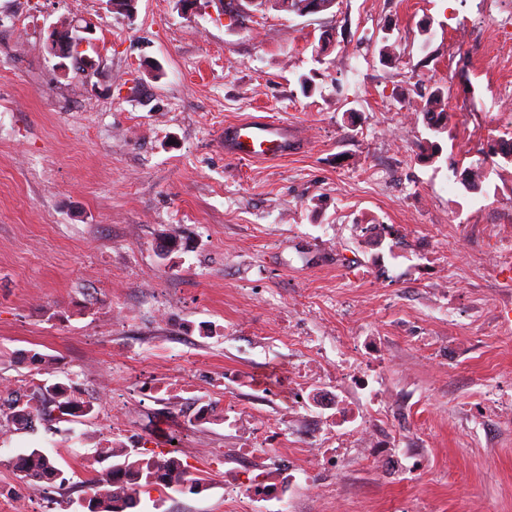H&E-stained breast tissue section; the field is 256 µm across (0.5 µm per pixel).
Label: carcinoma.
Wrapping results in <instances>:
<instances>
[{
    "instance_id": "obj_1",
    "label": "carcinoma",
    "mask_w": 512,
    "mask_h": 512,
    "mask_svg": "<svg viewBox=\"0 0 512 512\" xmlns=\"http://www.w3.org/2000/svg\"><path fill=\"white\" fill-rule=\"evenodd\" d=\"M279 2L282 7L300 15L315 12V7L319 5L326 10L333 4V0ZM423 120L435 132L447 129L448 112L440 91L431 94ZM482 179L483 170L478 164L466 168L462 173V183L468 189L478 188ZM21 401L24 406L13 418L18 430L30 428V417L40 418L45 415L46 404L52 401L58 402L59 421L70 422L93 410V407L84 404L79 392L69 393L59 383H43L19 396L12 392H0V419L3 418L1 408L11 409ZM96 453L103 460H112V464L100 476L85 480L83 498L86 499V505L80 508V512H127L139 505L141 490L153 489L161 481L169 482L173 473L180 472V461L166 456L162 451L148 448H99ZM19 467L26 478L56 485L61 489L66 488L72 480L65 469L55 465L46 453L37 448L19 457Z\"/></svg>"
}]
</instances>
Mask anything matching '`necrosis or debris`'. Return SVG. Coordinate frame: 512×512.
Returning a JSON list of instances; mask_svg holds the SVG:
<instances>
[{
    "label": "necrosis or debris",
    "mask_w": 512,
    "mask_h": 512,
    "mask_svg": "<svg viewBox=\"0 0 512 512\" xmlns=\"http://www.w3.org/2000/svg\"><path fill=\"white\" fill-rule=\"evenodd\" d=\"M385 359L373 345H343L335 358L317 356L288 378L303 411L281 415L262 438H247L224 459L226 512H306L311 499L331 504L366 475L389 481L420 471L423 459L396 450L380 378Z\"/></svg>",
    "instance_id": "4bbe7bcc"
}]
</instances>
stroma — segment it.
<instances>
[{
    "label": "stroma",
    "instance_id": "stroma-1",
    "mask_svg": "<svg viewBox=\"0 0 512 512\" xmlns=\"http://www.w3.org/2000/svg\"><path fill=\"white\" fill-rule=\"evenodd\" d=\"M134 7L0 0V381L25 376L36 352L44 380L80 385L94 406L12 431L0 483L36 505L82 496L108 411L185 463L196 458L178 436L215 451L203 491L144 492L137 512H225L224 451L242 447L239 431L136 389L179 374L204 400L234 368L249 380L233 387L240 399L272 389L255 415L265 429L294 403L296 337H321L332 358L377 336L396 445L422 449L424 468L405 484L362 481L338 512H388L401 495L426 512H512V423L480 411L489 394L512 399V337L494 325L512 269L480 261L491 226L512 225V164L489 150L512 139V60L487 45L512 0ZM64 24L92 30L90 78L48 50ZM435 90L449 113L437 137L421 115ZM250 116L298 127L302 148L226 158L225 124ZM476 162L486 178L470 191L460 175ZM447 347L456 368L437 356ZM111 375L129 386L117 400ZM30 448L72 472L66 490L14 467Z\"/></svg>",
    "mask_w": 512,
    "mask_h": 512
}]
</instances>
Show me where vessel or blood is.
<instances>
[{"label":"vessel or blood","mask_w":512,"mask_h":512,"mask_svg":"<svg viewBox=\"0 0 512 512\" xmlns=\"http://www.w3.org/2000/svg\"><path fill=\"white\" fill-rule=\"evenodd\" d=\"M301 137L285 122L241 119L224 128V153L234 160H277L297 151Z\"/></svg>","instance_id":"b4317fda"}]
</instances>
